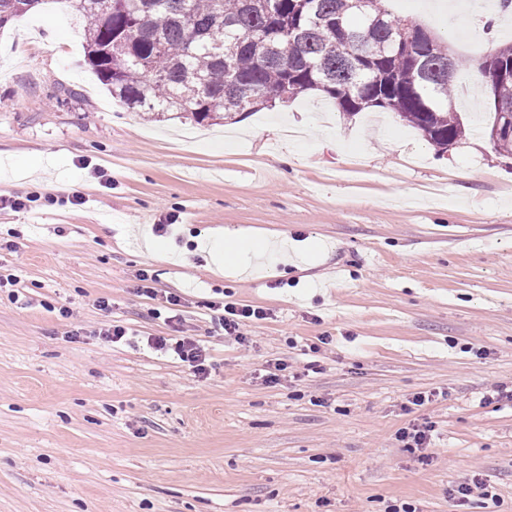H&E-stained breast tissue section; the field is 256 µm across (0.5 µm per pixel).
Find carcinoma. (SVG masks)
<instances>
[{"instance_id": "obj_1", "label": "carcinoma", "mask_w": 512, "mask_h": 512, "mask_svg": "<svg viewBox=\"0 0 512 512\" xmlns=\"http://www.w3.org/2000/svg\"><path fill=\"white\" fill-rule=\"evenodd\" d=\"M43 0H0V32ZM86 62L127 109L232 120L309 90L348 116L396 113L445 153L465 134L448 109L457 72L512 70V44L464 64L383 0H66Z\"/></svg>"}]
</instances>
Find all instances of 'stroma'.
I'll use <instances>...</instances> for the list:
<instances>
[{"label":"stroma","instance_id":"1","mask_svg":"<svg viewBox=\"0 0 512 512\" xmlns=\"http://www.w3.org/2000/svg\"><path fill=\"white\" fill-rule=\"evenodd\" d=\"M385 7L462 61L512 42V20L490 38L442 0ZM83 29L50 0L0 34V195L37 191L22 173L39 165L86 199L0 210V274L26 299L0 291V512H489L448 497L475 477L512 512V402H482L512 389V158L489 138L488 86L454 93L468 133L443 154L320 92L204 126L112 99ZM170 214L165 252L128 232ZM228 231L322 250L251 278L198 247ZM172 294L207 379L145 343L174 335L156 315ZM221 297L269 309L249 343L225 339ZM109 324L141 343L103 342ZM419 392L432 401L409 406ZM412 421L433 425L428 463L396 439Z\"/></svg>","mask_w":512,"mask_h":512}]
</instances>
